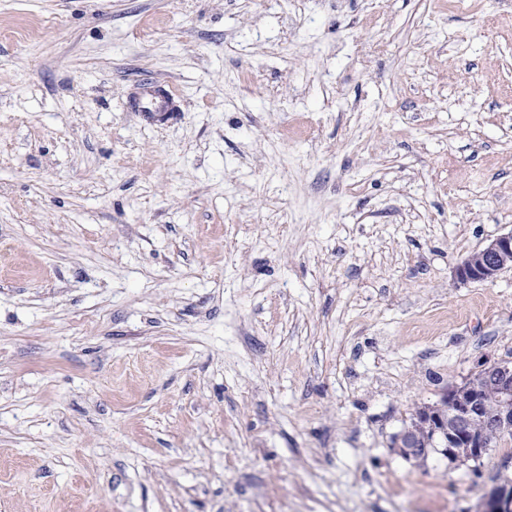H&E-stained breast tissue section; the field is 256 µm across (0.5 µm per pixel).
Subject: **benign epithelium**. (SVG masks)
<instances>
[{
	"mask_svg": "<svg viewBox=\"0 0 512 512\" xmlns=\"http://www.w3.org/2000/svg\"><path fill=\"white\" fill-rule=\"evenodd\" d=\"M512 270V230L505 232L462 261L456 268L461 282L492 283L505 271ZM492 389L497 393V407L491 413L482 412V394ZM448 419L479 424L497 435L512 433V361L502 360L484 366L479 373L446 388ZM436 443L433 452L454 464L466 455L484 457L490 447L482 433L462 432L442 422L434 429ZM482 512H512V482L495 484L485 495Z\"/></svg>",
	"mask_w": 512,
	"mask_h": 512,
	"instance_id": "1",
	"label": "benign epithelium"
}]
</instances>
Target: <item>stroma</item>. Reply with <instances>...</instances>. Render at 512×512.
I'll list each match as a JSON object with an SVG mask.
<instances>
[{"label": "stroma", "instance_id": "1", "mask_svg": "<svg viewBox=\"0 0 512 512\" xmlns=\"http://www.w3.org/2000/svg\"><path fill=\"white\" fill-rule=\"evenodd\" d=\"M510 230L512 0H0V512H481ZM178 95L174 88L159 89L153 84L142 86L137 107L139 112L149 114L169 115L175 110V101ZM507 270H512V230L469 255L457 266L456 277L462 282L492 283ZM489 389L497 393V398L490 391L485 395L481 406L482 394ZM464 392H468V398L461 396ZM444 402H448V420L477 423L495 435L512 433V361L502 360L488 364L478 374L471 375L460 383L448 384ZM482 408L491 413H482ZM419 409L420 407L414 411L407 425L413 429L415 443L420 448H432L433 452L448 460L449 464L458 462L462 455L479 461L489 451L488 439L495 446L500 441L512 440V434L496 437L489 433L487 439L483 433L461 432L447 424L443 418L440 423L437 417L435 419L439 427L432 424L433 432L425 413H421ZM433 434L437 435L436 443ZM433 444L435 448L432 447ZM477 460L472 462L476 463Z\"/></svg>", "mask_w": 512, "mask_h": 512}]
</instances>
